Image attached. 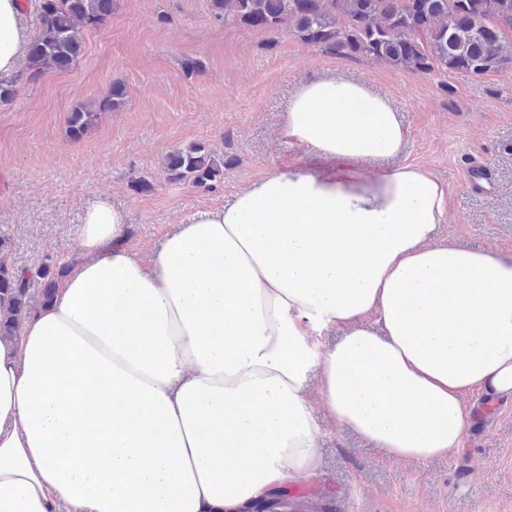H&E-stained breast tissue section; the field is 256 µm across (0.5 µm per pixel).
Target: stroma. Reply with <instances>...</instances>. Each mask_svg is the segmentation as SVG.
<instances>
[{
    "label": "stroma",
    "instance_id": "stroma-1",
    "mask_svg": "<svg viewBox=\"0 0 512 512\" xmlns=\"http://www.w3.org/2000/svg\"><path fill=\"white\" fill-rule=\"evenodd\" d=\"M83 41L71 69L23 86L0 108V237L15 266L64 262L84 209L101 196L123 207L124 244L145 257L164 234L257 179L314 172L317 160L283 136L281 123L293 93L320 76L362 82L390 100L407 142L383 165L416 164L447 186L440 238L512 254V66L421 74L336 57L288 32L216 21L209 0H116L108 22ZM188 59L203 69L186 75ZM116 82L127 89L125 105L71 140L69 112L104 98ZM192 142L238 159L212 191L162 176L165 155ZM475 158L495 173L492 194L466 188ZM138 176L152 181L151 192L133 190ZM498 404L471 422L459 450L428 462L388 460L325 420L320 468L300 487L321 512H512V399Z\"/></svg>",
    "mask_w": 512,
    "mask_h": 512
}]
</instances>
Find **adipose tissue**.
Wrapping results in <instances>:
<instances>
[{"mask_svg": "<svg viewBox=\"0 0 512 512\" xmlns=\"http://www.w3.org/2000/svg\"><path fill=\"white\" fill-rule=\"evenodd\" d=\"M19 13L0 0V79ZM283 133L319 171L263 177L150 258L109 200L85 212L53 302L0 343V512H242L317 471L322 417L428 461L461 448L465 394L512 397V255L438 239L433 173H363L406 144L390 102L316 78Z\"/></svg>", "mask_w": 512, "mask_h": 512, "instance_id": "ef3b65f1", "label": "adipose tissue"}]
</instances>
